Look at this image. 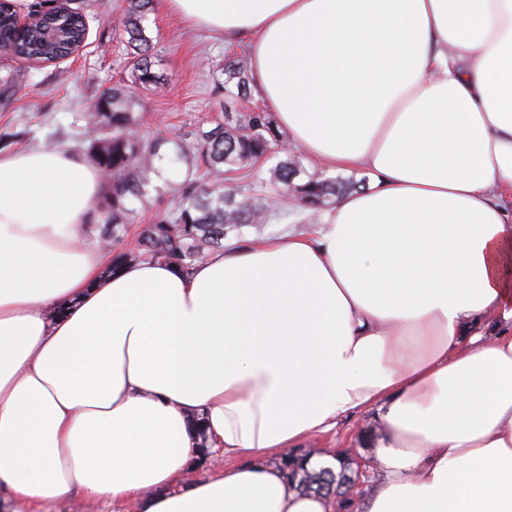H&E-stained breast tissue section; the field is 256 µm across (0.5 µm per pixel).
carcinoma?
<instances>
[{
    "mask_svg": "<svg viewBox=\"0 0 512 512\" xmlns=\"http://www.w3.org/2000/svg\"><path fill=\"white\" fill-rule=\"evenodd\" d=\"M44 10H34L46 26L64 31L62 41L46 44L27 27L12 21L14 0H0V43L10 47L23 60L51 62L78 50L86 35L81 0H49ZM122 19L125 42L133 60L134 84L155 87L159 76L153 69L152 44L145 35L142 20L152 0H127ZM224 81L217 87L224 98L243 100L252 94L249 53L246 49L227 52L221 66ZM133 92L126 87L107 89L90 106L88 142L93 159L110 186L107 207L100 230L103 240L118 241L133 212L132 205L143 201L154 190L159 197L170 195L168 206L147 224L139 225L135 239L141 261L175 263L190 269L210 251L224 248L229 225L270 224L286 219L294 210L276 211L269 200L286 196L300 157L288 150L284 135L265 110H252L239 116L235 125L219 122L202 132L200 142L192 146L173 142L172 154L161 153L168 141L144 138L138 119L132 112ZM279 154L280 160L261 178L255 166ZM185 166L182 180L163 187L151 186V174L158 172L163 160ZM303 207L312 210L311 219L333 207L340 197L355 193L360 183L351 178L309 176ZM285 476L296 490L307 494H329L335 481L345 483L346 467L336 473L329 467L309 471L294 466L286 457L281 461Z\"/></svg>",
    "mask_w": 512,
    "mask_h": 512,
    "instance_id": "carcinoma-1",
    "label": "carcinoma"
}]
</instances>
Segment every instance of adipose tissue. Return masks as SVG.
<instances>
[{"label":"adipose tissue","mask_w":512,"mask_h":512,"mask_svg":"<svg viewBox=\"0 0 512 512\" xmlns=\"http://www.w3.org/2000/svg\"><path fill=\"white\" fill-rule=\"evenodd\" d=\"M166 6L373 181L313 233L106 277L97 168L0 152V512H341L275 458L368 411L355 512H512V0Z\"/></svg>","instance_id":"adipose-tissue-1"}]
</instances>
